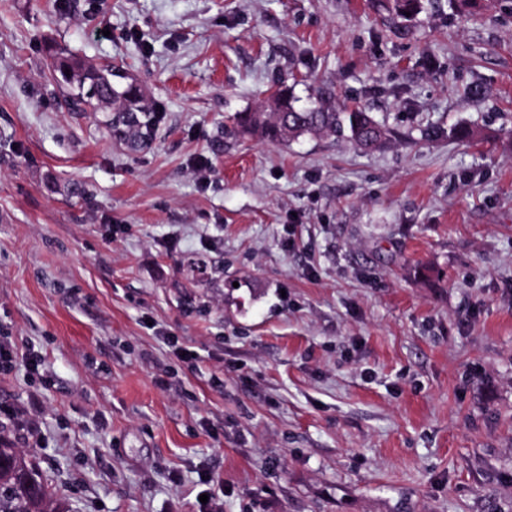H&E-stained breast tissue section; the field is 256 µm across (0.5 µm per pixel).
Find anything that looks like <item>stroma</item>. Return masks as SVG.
Segmentation results:
<instances>
[{
  "mask_svg": "<svg viewBox=\"0 0 512 512\" xmlns=\"http://www.w3.org/2000/svg\"><path fill=\"white\" fill-rule=\"evenodd\" d=\"M281 85L392 136L238 134ZM0 340L63 512H512V0H0ZM70 70V75L65 70ZM52 79L64 90L73 112H101L102 126L135 148L145 142L152 125V108L140 91L115 79L128 78L112 65L87 67L74 57L59 58L52 64Z\"/></svg>",
  "mask_w": 512,
  "mask_h": 512,
  "instance_id": "35a3bbf8",
  "label": "stroma"
}]
</instances>
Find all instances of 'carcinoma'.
Segmentation results:
<instances>
[{
	"label": "carcinoma",
	"mask_w": 512,
	"mask_h": 512,
	"mask_svg": "<svg viewBox=\"0 0 512 512\" xmlns=\"http://www.w3.org/2000/svg\"><path fill=\"white\" fill-rule=\"evenodd\" d=\"M389 11L404 20L415 17L422 0H387ZM70 74H65V70ZM52 79L64 90L74 112H100L101 124L135 148L146 141L152 125V108L133 85L112 66L88 67L74 57L52 64ZM266 112H243L236 126L272 141H292L304 135L339 136L361 150L383 145L390 132L368 112H341L332 97L320 96L305 107L295 106L292 94L278 87ZM0 512H58L48 483L33 462L14 448L0 432Z\"/></svg>",
	"instance_id": "obj_1"
}]
</instances>
